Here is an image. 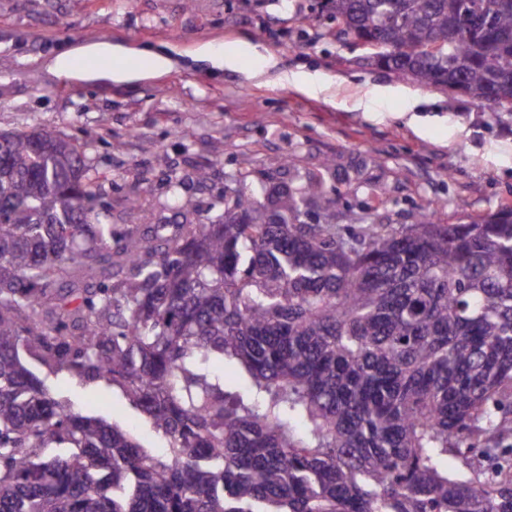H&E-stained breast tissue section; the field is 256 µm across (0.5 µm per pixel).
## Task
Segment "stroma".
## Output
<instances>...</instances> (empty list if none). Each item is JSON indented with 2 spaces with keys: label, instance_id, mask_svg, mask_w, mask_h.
Instances as JSON below:
<instances>
[{
  "label": "stroma",
  "instance_id": "stroma-1",
  "mask_svg": "<svg viewBox=\"0 0 512 512\" xmlns=\"http://www.w3.org/2000/svg\"><path fill=\"white\" fill-rule=\"evenodd\" d=\"M328 25L321 0H0V131L53 130L88 144L95 209L136 237L173 223L171 178L181 179L200 217L213 218L226 179L245 169L291 189L322 175L346 235L372 214L413 223L433 201L439 224L480 221L512 204V112L367 65L353 42L326 36ZM97 41L118 58L151 49L174 64L122 80L107 67L55 69L61 52L79 57ZM243 41L271 53L274 67L258 76L248 57L234 69L194 59L204 46ZM302 69L319 72L328 91L279 82L281 72ZM386 85L415 97H373ZM365 97L385 122L363 119L355 103ZM413 107L444 124L417 136L398 118ZM199 169L207 181L195 179ZM48 383L54 396L163 455L164 437L124 388L65 371Z\"/></svg>",
  "mask_w": 512,
  "mask_h": 512
}]
</instances>
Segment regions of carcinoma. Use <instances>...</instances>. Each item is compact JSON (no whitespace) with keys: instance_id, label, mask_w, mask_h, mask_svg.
Segmentation results:
<instances>
[{"instance_id":"cac0c4a2","label":"carcinoma","mask_w":512,"mask_h":512,"mask_svg":"<svg viewBox=\"0 0 512 512\" xmlns=\"http://www.w3.org/2000/svg\"><path fill=\"white\" fill-rule=\"evenodd\" d=\"M322 6L378 66L512 98V0ZM0 154V512H512V206L349 239L320 175L265 204L245 170L209 222L170 180L183 222L132 239L88 206L87 146L1 132ZM226 357L256 400L224 390ZM43 368L123 386L165 459Z\"/></svg>"}]
</instances>
